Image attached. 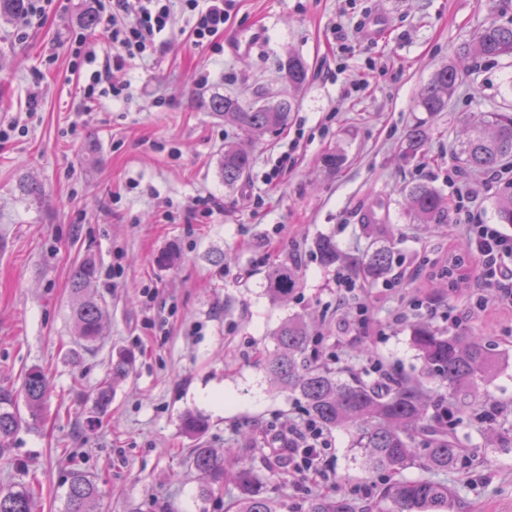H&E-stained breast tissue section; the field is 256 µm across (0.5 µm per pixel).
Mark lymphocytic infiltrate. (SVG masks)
Returning a JSON list of instances; mask_svg holds the SVG:
<instances>
[{"instance_id": "1", "label": "lymphocytic infiltrate", "mask_w": 512, "mask_h": 512, "mask_svg": "<svg viewBox=\"0 0 512 512\" xmlns=\"http://www.w3.org/2000/svg\"><path fill=\"white\" fill-rule=\"evenodd\" d=\"M183 7L193 12L194 23L190 38L195 46L206 47L224 31L236 7V0H93L97 15L105 17L107 33L112 43L111 61L103 69L93 71L84 87L86 98L95 90L110 84L113 97H123L125 84L112 81V74L122 71L127 60L151 57L170 43L175 27V9ZM478 261L479 284L463 308H449L448 322L463 326L474 315L497 306L512 310V234L494 224H457ZM329 443L321 428L312 422L288 427V452L294 455V470L310 480L324 477L330 460Z\"/></svg>"}]
</instances>
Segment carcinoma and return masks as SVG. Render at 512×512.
I'll return each instance as SVG.
<instances>
[{"mask_svg": "<svg viewBox=\"0 0 512 512\" xmlns=\"http://www.w3.org/2000/svg\"><path fill=\"white\" fill-rule=\"evenodd\" d=\"M26 0H0V18L18 19L25 14ZM463 54L497 59L512 56V27L489 23L476 32L463 48ZM280 71L288 82V96L273 99L260 91L256 100L244 108L238 100L215 92L200 99L203 107L216 117L231 119L249 139L277 131L287 124L288 115L298 104V93L308 79V66L299 56H288ZM458 70L452 63L443 64L422 88L418 106L434 114L448 107L455 92ZM466 137L452 153L458 167L473 173L495 172L512 166V112L495 110L481 112L464 119ZM430 139L428 127H411L403 140V155L412 157L422 152ZM253 163L248 145L234 143L224 146L220 157V175L224 185H237ZM20 197L33 202L43 197V188L36 180L24 176L18 184ZM414 222L431 232V225L446 224L451 201L426 183L406 188ZM495 217L500 224L512 225V185L497 197ZM366 235L373 238L371 249L358 255H344L329 236H320L313 243L320 264L331 269L345 264L352 280L362 284L387 282L394 270L395 256L391 247L394 237L387 224L364 221ZM472 260L464 243L448 254L446 260L431 264L428 278L438 288L455 290L468 280ZM98 275L96 261L91 257L79 262L72 273L70 288L77 336L89 347L104 332L107 307L95 291ZM300 286L297 266L274 263L265 272V293L275 302H283ZM411 342L421 362L418 374L407 379L399 374L381 389L356 376L343 377L327 366L317 363L310 353L318 342L305 318L288 317L274 334L275 352L267 359L266 372L271 384L302 400L308 413L327 429H337L349 437L353 461L365 473H391L398 479L381 490L382 499L391 504L390 512H450L453 500L448 485L429 477L452 469L466 451L465 444L453 431L448 415H464L470 411L484 414L487 384L497 375L501 360L484 336L461 330L442 332L427 322L411 325ZM133 358L122 355L112 365V378L104 381L93 397L101 414L112 405V379L126 376ZM48 381L45 373L34 367L24 376L19 391L0 388V451L10 447L18 429L40 418ZM23 397L28 417L18 408ZM182 428L189 435L201 434L206 419L193 411L182 417ZM188 466L200 476L201 497H211L224 488V460L211 448H194L186 458ZM418 468L426 475L406 478L402 472ZM240 496L234 512H277L274 501L266 495L262 480L255 470L243 465L235 474ZM97 487L93 478L75 472L70 478L64 512H94ZM35 492L30 487H0V512H37ZM355 498L340 500L314 498L306 512H360Z\"/></svg>", "mask_w": 512, "mask_h": 512, "instance_id": "1", "label": "carcinoma"}]
</instances>
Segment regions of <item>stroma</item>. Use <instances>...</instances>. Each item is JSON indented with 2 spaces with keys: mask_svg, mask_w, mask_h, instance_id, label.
I'll list each match as a JSON object with an SVG mask.
<instances>
[{
  "mask_svg": "<svg viewBox=\"0 0 512 512\" xmlns=\"http://www.w3.org/2000/svg\"><path fill=\"white\" fill-rule=\"evenodd\" d=\"M88 6L58 0L22 41L0 20V67L8 73L0 82V120L27 126L0 143V387L19 388L33 367L50 382L40 420L0 452V486L34 487L40 512H64L70 473L79 469L96 481L95 512H230L237 486L225 481L220 498L201 499L185 464L189 450L203 445L223 455L227 470L252 466L278 512H303L315 497L350 496L372 479L353 463L341 431L327 434L329 488L289 471L288 453L273 437L307 416L270 384L262 360L282 322L306 313L322 361L367 366L340 330L351 315L337 313L335 275L311 244L323 234L344 254L364 251L359 216L373 207L394 228L399 278L397 292L380 284L366 291L375 318L368 341L391 369L416 374L409 326L390 323L399 293L433 304L439 314L432 322L442 328L443 312L467 294L440 296L416 279L423 257L452 251L458 236L445 224L423 233L406 215L402 189L424 182L451 198L452 180L466 182L475 220L495 223L494 190L483 175L459 170L451 152L464 136L465 115L512 105V58L461 56L490 21L512 26V0H239L216 49L195 47L187 17L178 16L164 52L131 60L118 73L129 98L105 95L91 106L78 75L103 66L112 49L97 41L91 66L74 55L71 38L83 31ZM377 15L385 29L367 38L362 27ZM337 22L354 37L351 54L336 50ZM246 25L261 27L265 41L251 55H232L226 38ZM291 54L309 66L298 106L286 128L254 143L245 178L225 187L219 151L244 134L201 109L199 97L218 91L247 104L261 90L287 92L280 65ZM451 60L460 74L447 109L422 111L421 88ZM34 92L41 103L32 115ZM417 124L432 136L423 154L403 159V136ZM330 153L344 156L341 168L324 165ZM276 164L278 178L266 182ZM25 175L43 185L42 202L19 200L16 184ZM209 194L220 212L188 214L194 198ZM172 248L177 261L159 267L157 255ZM87 254L97 261V292L108 305L105 333L88 349L75 332L70 292L73 268ZM285 259L299 264L301 285L275 303L264 272ZM467 327L504 355L490 391L512 421V316L492 312ZM125 351L133 368L114 381L109 415H99L91 397ZM188 409L209 420L201 438L181 429ZM487 429L475 415L456 426L469 448L444 476L456 512H512V449L487 456Z\"/></svg>",
  "mask_w": 512,
  "mask_h": 512,
  "instance_id": "1",
  "label": "stroma"
}]
</instances>
